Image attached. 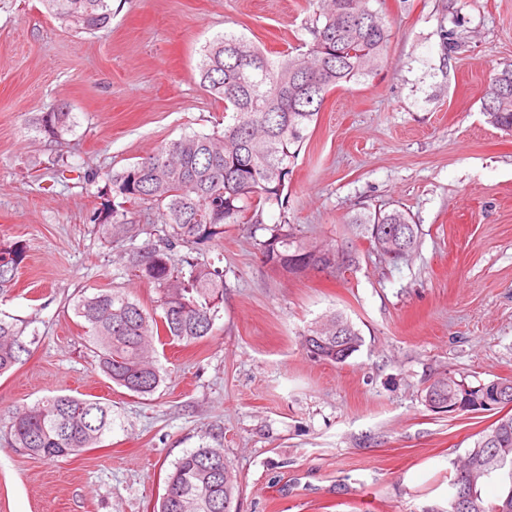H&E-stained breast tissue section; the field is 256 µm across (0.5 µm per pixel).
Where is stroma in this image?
<instances>
[{
  "label": "stroma",
  "mask_w": 512,
  "mask_h": 512,
  "mask_svg": "<svg viewBox=\"0 0 512 512\" xmlns=\"http://www.w3.org/2000/svg\"><path fill=\"white\" fill-rule=\"evenodd\" d=\"M393 36L375 78L328 94L288 185L285 211L228 224L224 308L197 345L157 349L150 397L98 369L73 311L115 287L147 308L159 294L101 243L90 171H119L224 120L200 82L205 45L227 33L276 60L310 47L308 0H112V21L72 30L41 0H0V239L21 242L18 282L0 317L30 353L0 377V512H156L174 463L223 449L238 512H444L448 484L500 410L436 413L426 387L450 373L512 380V133L487 123L481 97L512 64V0H381ZM461 36L456 48L448 30ZM67 103L62 145L35 136L39 113ZM70 169L39 171L57 153ZM406 209L417 249L393 264L358 237L353 216ZM355 250V265L292 275L265 263L269 225ZM336 310L363 343L319 361L301 334ZM54 394L112 406L98 447L53 461L10 448L12 413Z\"/></svg>",
  "instance_id": "obj_1"
}]
</instances>
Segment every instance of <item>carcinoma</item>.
<instances>
[{
    "label": "carcinoma",
    "mask_w": 512,
    "mask_h": 512,
    "mask_svg": "<svg viewBox=\"0 0 512 512\" xmlns=\"http://www.w3.org/2000/svg\"><path fill=\"white\" fill-rule=\"evenodd\" d=\"M48 12L86 33L108 26L111 0H42ZM304 53H287L277 60L233 34L213 40L198 65L203 86L224 101V130L192 132L161 146L154 153L120 170L92 173L87 184L101 178L106 196L102 209L89 218L100 241L112 246L136 238L141 229L131 208L147 220L164 225V234L122 250L126 265L152 284L159 304L148 309L121 290L82 295L73 305L99 360L101 372L119 387L137 395H153L163 381L153 357V339L170 337L185 347L212 335L224 307V270L194 253L224 237L226 224H262L264 212L284 211V190L295 160L318 120L326 96L350 82L377 75L392 31L370 0H318ZM481 111L496 128L512 132V65L490 79ZM74 126V115L63 105L41 113L34 132L59 143ZM359 234L375 245L374 227L403 224L406 251L418 245V226L402 208L360 214L352 219ZM262 256L289 274L314 267L336 268V257L298 238L290 224L267 228ZM189 250L175 264L173 253ZM25 249L0 241V296L16 283ZM341 326L342 341L320 330L325 321ZM24 328L0 318V375L29 352ZM305 344L323 361L341 364L362 343L352 321L333 311L310 323ZM491 404L512 403V380L466 385L451 374L433 380L426 393L440 391L455 402L464 387ZM112 431V407L97 399L71 395L47 396L16 412L10 421V446L28 455L55 460L76 455L101 443ZM232 470L224 449L202 446L186 452L167 476L165 496L157 512H236L239 486L224 474ZM497 479L507 486L495 502L482 497V487ZM447 512H460L457 500L471 493L466 512H512V414L500 418L482 435L456 469L449 483Z\"/></svg>",
    "instance_id": "1"
}]
</instances>
